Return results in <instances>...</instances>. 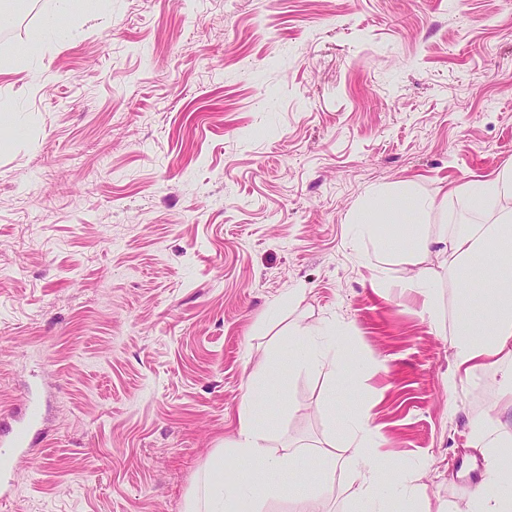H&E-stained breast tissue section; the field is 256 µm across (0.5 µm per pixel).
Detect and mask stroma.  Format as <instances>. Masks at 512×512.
<instances>
[{"label":"stroma","instance_id":"obj_1","mask_svg":"<svg viewBox=\"0 0 512 512\" xmlns=\"http://www.w3.org/2000/svg\"><path fill=\"white\" fill-rule=\"evenodd\" d=\"M52 4L0 0V429L30 389L42 411L27 455L0 447V512H182L252 368L327 323L365 369L265 385L269 447L343 452L361 409L430 506L454 500L469 418L512 434L497 373L448 388L463 291L435 242L491 219L453 188L512 165V0H84L31 42ZM403 187L442 201L429 252L352 233ZM355 497L339 470L316 506Z\"/></svg>","mask_w":512,"mask_h":512}]
</instances>
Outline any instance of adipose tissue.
<instances>
[{
    "label": "adipose tissue",
    "instance_id": "1",
    "mask_svg": "<svg viewBox=\"0 0 512 512\" xmlns=\"http://www.w3.org/2000/svg\"><path fill=\"white\" fill-rule=\"evenodd\" d=\"M460 192L473 205L492 209L493 219L488 224L460 225L444 241L453 276L463 287L449 341L453 368L448 388L456 390L462 379L492 369L501 378L502 395L512 398V209L503 204L504 199L512 198V166L492 178L467 184ZM436 205L432 197L379 190L371 206L354 214V234L368 236L374 225L386 224L392 241L419 253L428 251L429 243L418 234L417 225ZM487 254L495 255L499 262L489 289L483 286L487 279L484 270L475 263ZM339 347L335 324L300 329L289 334L279 361L259 364L255 373L264 376L326 367L339 378L352 380L357 366L337 360ZM255 406L254 393H246L236 437L209 455L185 496L183 512H264L266 503L280 496L283 486L273 482L271 474L295 468L298 453L278 455L269 448L271 426L256 418ZM469 427L470 444L482 454L486 472L473 490L449 502L448 512H512V438L504 435L499 420L490 414L471 418ZM349 438V456L323 450L315 452L312 463L323 478L339 468L352 471L359 483L362 512H393L397 506L410 512L414 502L424 499L414 472L387 475V465L377 452L381 434L367 413H357ZM228 456L242 473L241 480L233 484L224 481Z\"/></svg>",
    "mask_w": 512,
    "mask_h": 512
}]
</instances>
